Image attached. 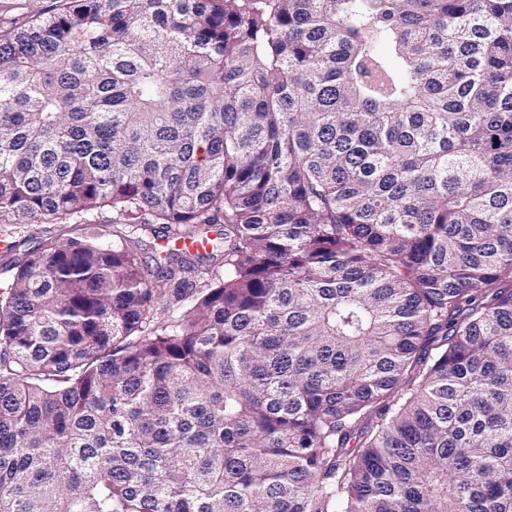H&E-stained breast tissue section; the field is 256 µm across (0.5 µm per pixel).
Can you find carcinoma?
Returning <instances> with one entry per match:
<instances>
[{"mask_svg":"<svg viewBox=\"0 0 512 512\" xmlns=\"http://www.w3.org/2000/svg\"><path fill=\"white\" fill-rule=\"evenodd\" d=\"M34 223L0 512H512V0H63L0 35ZM157 230L156 235L148 234L147 240V248L142 251V259L145 264L154 265V257L159 254L162 255V251H167L168 249L174 248L172 247V243L169 242L164 236V229L161 228L160 224L155 225Z\"/></svg>","mask_w":512,"mask_h":512,"instance_id":"carcinoma-1","label":"carcinoma"}]
</instances>
